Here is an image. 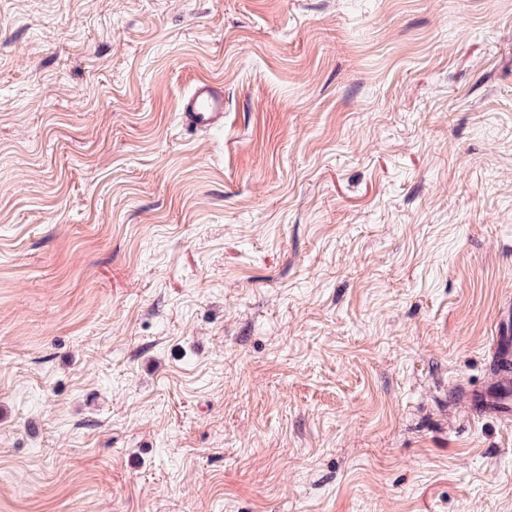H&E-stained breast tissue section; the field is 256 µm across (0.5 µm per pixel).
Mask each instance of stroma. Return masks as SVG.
<instances>
[{
  "instance_id": "obj_1",
  "label": "stroma",
  "mask_w": 512,
  "mask_h": 512,
  "mask_svg": "<svg viewBox=\"0 0 512 512\" xmlns=\"http://www.w3.org/2000/svg\"><path fill=\"white\" fill-rule=\"evenodd\" d=\"M509 302L512 0H0V512H512ZM180 121L191 132L224 124V94L208 79L198 81L180 102ZM512 306H505L495 328L491 353L490 378L484 389H454L452 396L465 401L472 415L491 414L504 423L512 418V336L509 326Z\"/></svg>"
}]
</instances>
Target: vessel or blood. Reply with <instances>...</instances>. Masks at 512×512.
<instances>
[{
  "label": "vessel or blood",
  "mask_w": 512,
  "mask_h": 512,
  "mask_svg": "<svg viewBox=\"0 0 512 512\" xmlns=\"http://www.w3.org/2000/svg\"><path fill=\"white\" fill-rule=\"evenodd\" d=\"M180 121L191 132H204L224 122V95L210 80L198 81L180 102ZM490 378L485 388H458L471 414H491L512 421V306H505L493 336Z\"/></svg>",
  "instance_id": "1"
}]
</instances>
